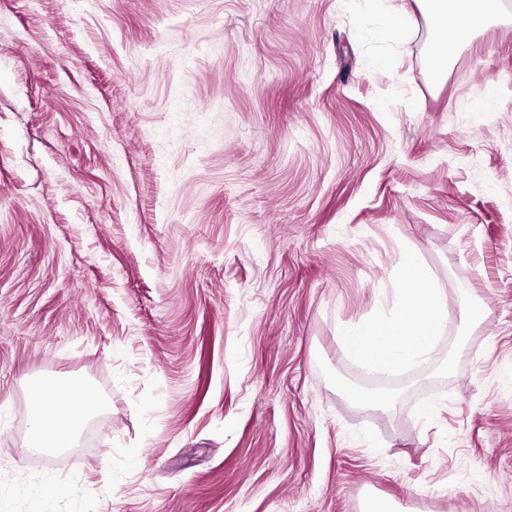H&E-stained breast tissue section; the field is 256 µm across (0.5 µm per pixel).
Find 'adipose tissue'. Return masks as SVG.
<instances>
[{
  "instance_id": "1",
  "label": "adipose tissue",
  "mask_w": 512,
  "mask_h": 512,
  "mask_svg": "<svg viewBox=\"0 0 512 512\" xmlns=\"http://www.w3.org/2000/svg\"><path fill=\"white\" fill-rule=\"evenodd\" d=\"M424 19L431 45L438 51L429 58L434 74L442 76L458 45L467 42L475 29L493 17L497 0H423ZM402 312L384 324L350 326L342 331L351 353L374 366L395 368L421 362L444 326L440 297L415 254L401 261ZM71 402L58 399L54 390L41 388L30 397L32 429L27 447L32 451L69 448L86 422L104 407L103 400L80 382H72Z\"/></svg>"
}]
</instances>
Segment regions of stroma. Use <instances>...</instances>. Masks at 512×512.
Returning <instances> with one entry per match:
<instances>
[{
    "label": "stroma",
    "instance_id": "stroma-1",
    "mask_svg": "<svg viewBox=\"0 0 512 512\" xmlns=\"http://www.w3.org/2000/svg\"><path fill=\"white\" fill-rule=\"evenodd\" d=\"M388 2L0 0V512H512V0L442 81ZM406 253L446 323L377 369ZM367 2L373 12L382 16V35L389 41L397 42L415 23L414 18L406 11L384 12L383 0H367ZM70 388L73 392L70 403L61 402L49 388L37 389L31 394L32 429L26 446L29 450L72 447L84 424L103 409V400L79 381L72 382ZM44 427L51 428V432L45 433Z\"/></svg>",
    "mask_w": 512,
    "mask_h": 512
}]
</instances>
